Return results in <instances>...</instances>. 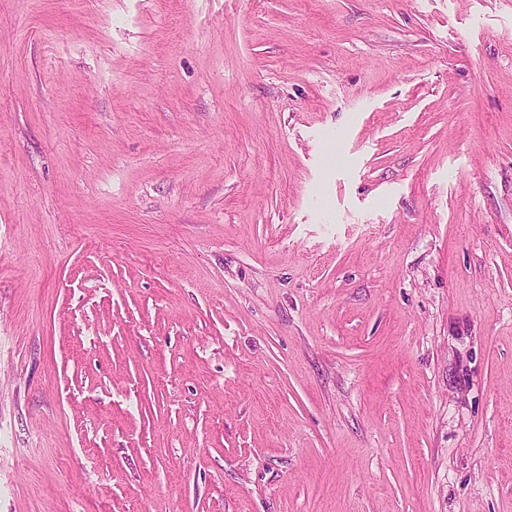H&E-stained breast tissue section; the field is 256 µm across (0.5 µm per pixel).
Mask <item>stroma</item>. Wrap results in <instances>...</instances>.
<instances>
[{
  "label": "stroma",
  "mask_w": 512,
  "mask_h": 512,
  "mask_svg": "<svg viewBox=\"0 0 512 512\" xmlns=\"http://www.w3.org/2000/svg\"><path fill=\"white\" fill-rule=\"evenodd\" d=\"M0 512H512V0H0Z\"/></svg>",
  "instance_id": "35a3bbf8"
}]
</instances>
